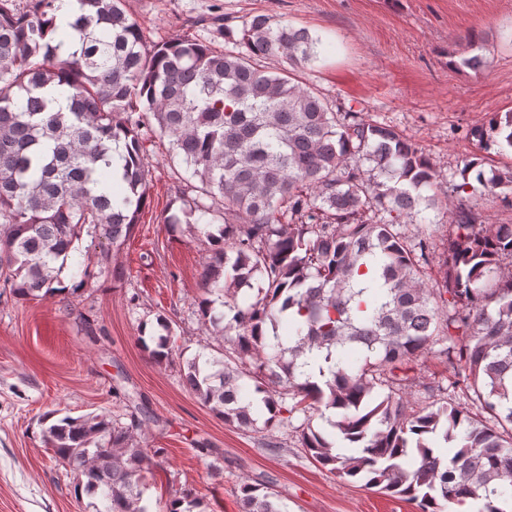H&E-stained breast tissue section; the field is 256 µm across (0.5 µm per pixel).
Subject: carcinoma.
Returning a JSON list of instances; mask_svg holds the SVG:
<instances>
[{
	"instance_id": "obj_1",
	"label": "carcinoma",
	"mask_w": 512,
	"mask_h": 512,
	"mask_svg": "<svg viewBox=\"0 0 512 512\" xmlns=\"http://www.w3.org/2000/svg\"><path fill=\"white\" fill-rule=\"evenodd\" d=\"M55 2L0 0L3 287L27 300L62 293L82 236L124 244L146 202L151 131L196 180L193 206L164 223L197 226L209 253L197 312L233 343L219 357L202 346L183 385L226 423L254 427L263 412L269 431L306 414L296 431L316 463L416 512H454L467 499L476 512H512V224H477L467 204L475 182L512 194V167L487 170L482 153L464 160L451 210L415 144L340 120L290 73L258 65L316 59L321 41L307 30L259 14L241 30L243 52L189 36L151 46L124 0H77L64 30ZM468 48L459 66L477 72L482 46ZM55 86L67 88L65 111ZM471 136L482 152L512 150V112L490 114ZM423 202L453 213L433 287L432 224L407 231ZM370 269L375 286H363ZM156 324L138 340L162 364L179 346L166 318ZM430 353L456 368L450 387L405 373ZM45 420L57 461L100 498L96 512H148L142 420ZM239 493L243 512H288L261 483ZM201 505L181 490L167 512Z\"/></svg>"
}]
</instances>
